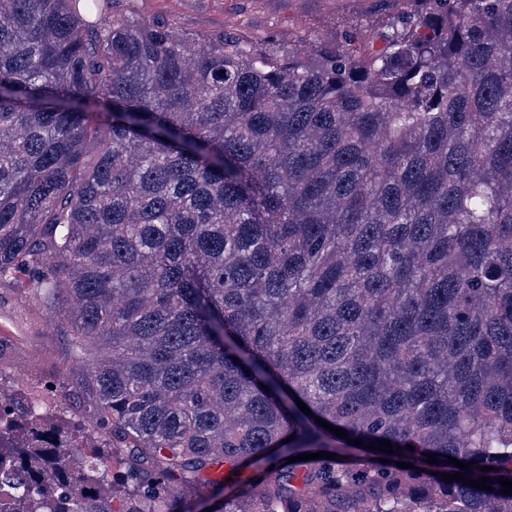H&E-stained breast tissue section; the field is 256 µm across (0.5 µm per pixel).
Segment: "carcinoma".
I'll return each instance as SVG.
<instances>
[{
  "label": "carcinoma",
  "instance_id": "cac0c4a2",
  "mask_svg": "<svg viewBox=\"0 0 512 512\" xmlns=\"http://www.w3.org/2000/svg\"><path fill=\"white\" fill-rule=\"evenodd\" d=\"M114 2L0 0V285L92 393L0 388V512H512V0L288 50Z\"/></svg>",
  "mask_w": 512,
  "mask_h": 512
}]
</instances>
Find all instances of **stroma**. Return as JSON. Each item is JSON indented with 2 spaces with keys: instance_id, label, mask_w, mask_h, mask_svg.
I'll return each mask as SVG.
<instances>
[{
  "instance_id": "1",
  "label": "stroma",
  "mask_w": 512,
  "mask_h": 512,
  "mask_svg": "<svg viewBox=\"0 0 512 512\" xmlns=\"http://www.w3.org/2000/svg\"><path fill=\"white\" fill-rule=\"evenodd\" d=\"M121 8L145 18H162L189 34H224L262 40L276 34L281 46L307 47L342 26L370 25L385 18L387 0H119ZM0 336L11 339L10 366L0 387L36 390L41 375L64 374L76 387L85 371L72 359L68 338L38 306L0 288Z\"/></svg>"
}]
</instances>
